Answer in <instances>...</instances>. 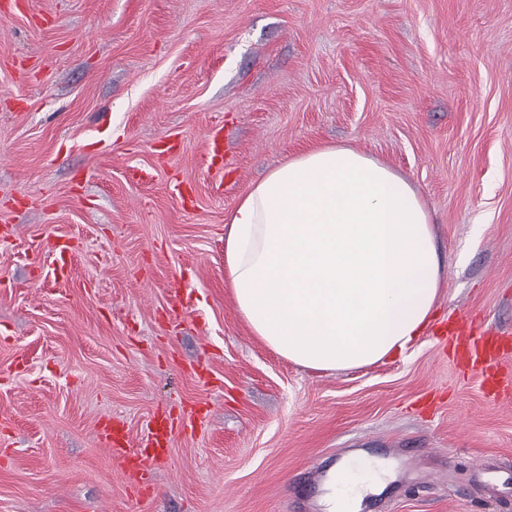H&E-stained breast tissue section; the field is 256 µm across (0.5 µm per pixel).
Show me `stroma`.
<instances>
[{
    "instance_id": "stroma-1",
    "label": "stroma",
    "mask_w": 512,
    "mask_h": 512,
    "mask_svg": "<svg viewBox=\"0 0 512 512\" xmlns=\"http://www.w3.org/2000/svg\"><path fill=\"white\" fill-rule=\"evenodd\" d=\"M25 3L0 16V512H327L361 456L392 466L361 512L511 505L512 395L486 401L442 330L512 329V0ZM335 144L412 182L445 277L405 354L328 372L253 334L224 233L250 185ZM159 411L169 457L139 480L97 429L135 447Z\"/></svg>"
}]
</instances>
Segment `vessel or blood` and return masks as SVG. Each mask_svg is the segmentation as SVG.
<instances>
[{"label":"vessel or blood","instance_id":"vessel-or-blood-1","mask_svg":"<svg viewBox=\"0 0 512 512\" xmlns=\"http://www.w3.org/2000/svg\"><path fill=\"white\" fill-rule=\"evenodd\" d=\"M448 332L458 339V366L481 376L484 392L489 399H498L503 391L512 387V374L499 368L504 343L498 331L484 322L465 318L449 327ZM172 430L173 423L168 418L155 419L144 447L137 449L130 447L125 432L116 427L108 425L101 428L99 437L122 469L135 471L166 459Z\"/></svg>","mask_w":512,"mask_h":512}]
</instances>
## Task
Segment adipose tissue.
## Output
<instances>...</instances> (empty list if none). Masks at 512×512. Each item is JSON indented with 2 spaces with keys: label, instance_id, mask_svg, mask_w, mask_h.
Listing matches in <instances>:
<instances>
[{
  "label": "adipose tissue",
  "instance_id": "obj_1",
  "mask_svg": "<svg viewBox=\"0 0 512 512\" xmlns=\"http://www.w3.org/2000/svg\"><path fill=\"white\" fill-rule=\"evenodd\" d=\"M432 216L408 181L347 147L312 150L241 196L224 255L237 308L280 356L336 371L380 361L434 320L443 274ZM330 512H357L378 462L342 465Z\"/></svg>",
  "mask_w": 512,
  "mask_h": 512
}]
</instances>
